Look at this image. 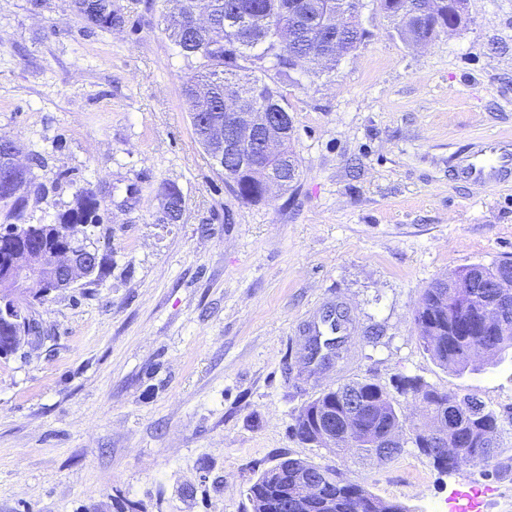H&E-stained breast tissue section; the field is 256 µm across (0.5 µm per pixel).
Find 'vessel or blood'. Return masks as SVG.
Masks as SVG:
<instances>
[{
    "mask_svg": "<svg viewBox=\"0 0 512 512\" xmlns=\"http://www.w3.org/2000/svg\"><path fill=\"white\" fill-rule=\"evenodd\" d=\"M450 176L456 183L473 187H511L512 136L482 135L457 149L450 156ZM347 333V321L337 320L335 310L322 312L307 327L304 351L308 367L320 370L329 343Z\"/></svg>",
    "mask_w": 512,
    "mask_h": 512,
    "instance_id": "1",
    "label": "vessel or blood"
}]
</instances>
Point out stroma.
Returning <instances> with one entry per match:
<instances>
[{
	"mask_svg": "<svg viewBox=\"0 0 512 512\" xmlns=\"http://www.w3.org/2000/svg\"><path fill=\"white\" fill-rule=\"evenodd\" d=\"M112 10L124 25L101 31L73 0H0V136L42 160L29 223L85 189L105 208L83 237L101 275L47 296L41 338L0 357V512H251L248 488L284 455L409 512H512V466L446 474L411 446L342 459L292 432L323 391L417 375L484 402L512 458V350L459 375L413 322L448 271L512 260V188L448 180L456 148L512 134V0H468L467 25L424 47L364 0L368 36L333 71L268 72L300 177L257 204L196 139L164 0ZM167 182L175 224L158 221ZM338 304L344 357L311 372L299 326Z\"/></svg>",
	"mask_w": 512,
	"mask_h": 512,
	"instance_id": "stroma-1",
	"label": "stroma"
}]
</instances>
